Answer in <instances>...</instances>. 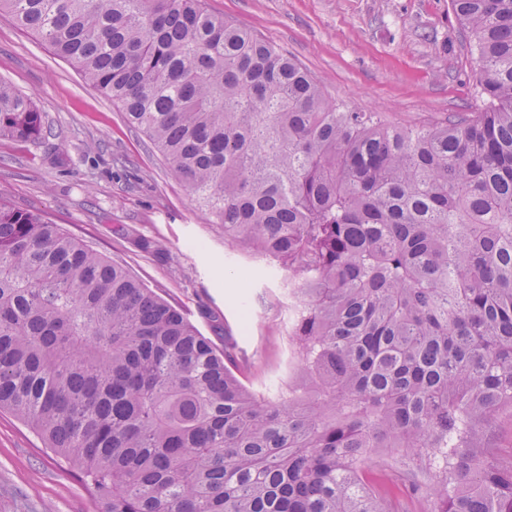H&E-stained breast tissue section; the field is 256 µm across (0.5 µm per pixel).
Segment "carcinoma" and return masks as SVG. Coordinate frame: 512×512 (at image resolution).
Returning a JSON list of instances; mask_svg holds the SVG:
<instances>
[{
    "label": "carcinoma",
    "mask_w": 512,
    "mask_h": 512,
    "mask_svg": "<svg viewBox=\"0 0 512 512\" xmlns=\"http://www.w3.org/2000/svg\"><path fill=\"white\" fill-rule=\"evenodd\" d=\"M487 105L396 126L325 97L206 0H0L119 103L224 240L288 273L305 395L269 398L120 263L0 199V410L99 512H387L401 448L438 512H512V0H452ZM51 129L0 82V140ZM494 454L503 460L512 457V419L509 414L501 416L495 424Z\"/></svg>",
    "instance_id": "obj_1"
}]
</instances>
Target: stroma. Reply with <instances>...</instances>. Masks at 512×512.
<instances>
[{"label":"stroma","mask_w":512,"mask_h":512,"mask_svg":"<svg viewBox=\"0 0 512 512\" xmlns=\"http://www.w3.org/2000/svg\"><path fill=\"white\" fill-rule=\"evenodd\" d=\"M275 43L320 80L330 99L393 124L445 122L480 111L481 74L451 0H208ZM0 80L32 98L52 135L35 146L0 141V197L42 214L90 249L122 263L181 309L216 344L236 341L256 391L301 393L288 335L282 273L245 256L193 200L171 165L37 36L0 14ZM253 320L241 330L243 309ZM415 467L377 449L366 470L391 512H437L409 490ZM68 464L0 412V512H95Z\"/></svg>","instance_id":"1"}]
</instances>
